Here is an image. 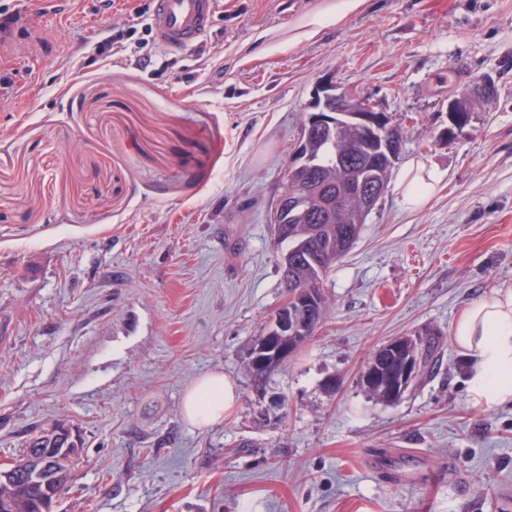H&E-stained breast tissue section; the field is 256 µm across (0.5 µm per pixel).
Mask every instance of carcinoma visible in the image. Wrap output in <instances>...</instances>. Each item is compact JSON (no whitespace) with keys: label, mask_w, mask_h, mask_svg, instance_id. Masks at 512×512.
Here are the masks:
<instances>
[{"label":"carcinoma","mask_w":512,"mask_h":512,"mask_svg":"<svg viewBox=\"0 0 512 512\" xmlns=\"http://www.w3.org/2000/svg\"><path fill=\"white\" fill-rule=\"evenodd\" d=\"M309 140L315 156V167L305 164L289 171L284 189L293 191L303 187L317 190L326 179L337 186H343L349 182L356 183L369 174L372 165L369 155H355L348 164L338 168L336 139L318 130ZM361 230L360 224L336 223V215L319 205L305 215L302 224L273 225L279 243L288 245L281 266L284 294L309 301L308 317L302 320L301 327L286 338L266 335L259 337L253 344L249 353V371L256 389H265L271 374L294 355L324 322L327 306L323 279L352 248ZM438 347L436 334L425 331L396 339L390 349H378L369 358L362 375L365 388L381 401L400 399L407 391L401 382L403 364L407 361L418 363L416 384L419 385L433 373ZM66 446L71 451L62 458L50 453L42 457L47 477L53 489L61 495L70 485L79 448L77 439L68 428L58 425L40 431L29 439L23 457L9 464V467L20 472L22 464L37 455V449ZM41 493L42 485L21 476L16 477L10 484L0 485V512H24V506L39 498Z\"/></svg>","instance_id":"obj_1"}]
</instances>
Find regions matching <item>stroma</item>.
<instances>
[{
	"mask_svg": "<svg viewBox=\"0 0 512 512\" xmlns=\"http://www.w3.org/2000/svg\"><path fill=\"white\" fill-rule=\"evenodd\" d=\"M131 24L124 0H25L0 43V464L62 423L83 448L55 512L512 500V407L471 398L453 343L465 307L512 288V0H219L199 46L97 55ZM485 78L495 97L449 131V98ZM323 83L401 125L394 170L442 179L415 211L389 186L324 283L325 324L259 392L248 354L284 301L268 216ZM425 328L435 376L370 396L368 357ZM212 370L237 398L199 430L181 399Z\"/></svg>",
	"mask_w": 512,
	"mask_h": 512,
	"instance_id": "1",
	"label": "stroma"
}]
</instances>
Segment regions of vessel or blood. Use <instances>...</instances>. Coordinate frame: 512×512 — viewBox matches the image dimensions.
<instances>
[{"instance_id":"obj_1","label":"vessel or blood","mask_w":512,"mask_h":512,"mask_svg":"<svg viewBox=\"0 0 512 512\" xmlns=\"http://www.w3.org/2000/svg\"><path fill=\"white\" fill-rule=\"evenodd\" d=\"M215 7L216 0H152L157 42L173 51L196 46L212 26Z\"/></svg>"}]
</instances>
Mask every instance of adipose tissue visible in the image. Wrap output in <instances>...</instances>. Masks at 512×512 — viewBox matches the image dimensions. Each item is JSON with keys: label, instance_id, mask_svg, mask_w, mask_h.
Listing matches in <instances>:
<instances>
[{"label": "adipose tissue", "instance_id": "adipose-tissue-1", "mask_svg": "<svg viewBox=\"0 0 512 512\" xmlns=\"http://www.w3.org/2000/svg\"><path fill=\"white\" fill-rule=\"evenodd\" d=\"M439 181L435 169L413 162L403 167L398 184L405 207L420 208ZM453 341L471 367L474 400L512 404V289H498L492 298L465 308L455 324ZM235 400L232 382L223 373L208 372L186 388L181 413L191 426L206 429L222 423Z\"/></svg>", "mask_w": 512, "mask_h": 512}]
</instances>
